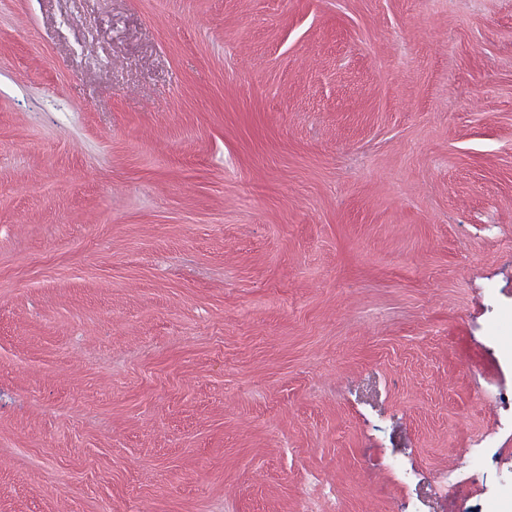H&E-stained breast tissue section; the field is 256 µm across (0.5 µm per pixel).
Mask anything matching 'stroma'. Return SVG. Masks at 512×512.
Listing matches in <instances>:
<instances>
[{"label": "stroma", "mask_w": 512, "mask_h": 512, "mask_svg": "<svg viewBox=\"0 0 512 512\" xmlns=\"http://www.w3.org/2000/svg\"><path fill=\"white\" fill-rule=\"evenodd\" d=\"M511 312L512 0H0V512H490ZM499 408L504 412H510V415H498L496 427L491 432L481 434L469 442V448H463L462 454L466 458L464 466L460 467L461 475L458 483H468V480L475 479L480 469L483 458L485 457L488 448H495L497 444V435L504 431H512V392L507 393L499 390L493 395Z\"/></svg>", "instance_id": "1"}]
</instances>
